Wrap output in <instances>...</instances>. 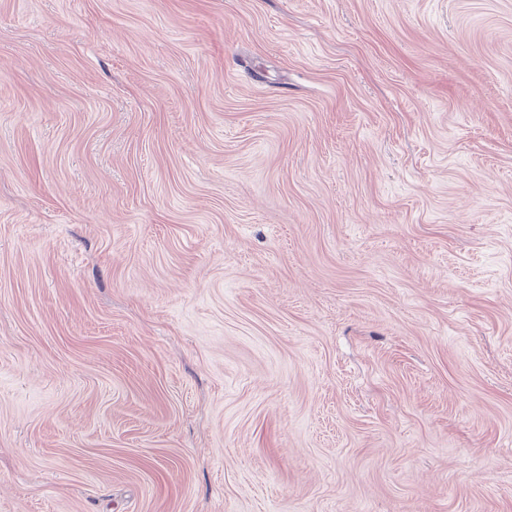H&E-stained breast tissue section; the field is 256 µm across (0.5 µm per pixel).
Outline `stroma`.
Listing matches in <instances>:
<instances>
[{"label": "stroma", "instance_id": "stroma-1", "mask_svg": "<svg viewBox=\"0 0 512 512\" xmlns=\"http://www.w3.org/2000/svg\"><path fill=\"white\" fill-rule=\"evenodd\" d=\"M0 512H512V0H0Z\"/></svg>", "mask_w": 512, "mask_h": 512}]
</instances>
